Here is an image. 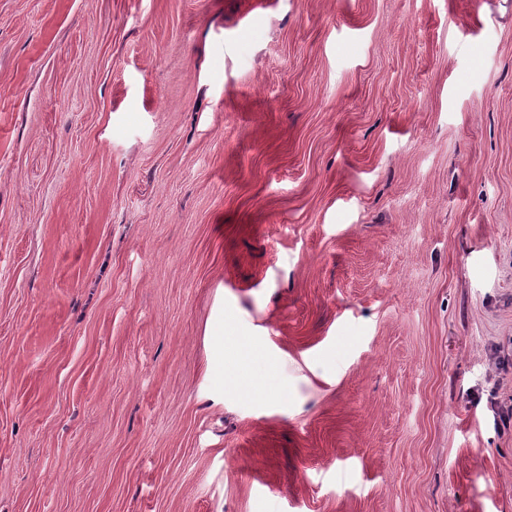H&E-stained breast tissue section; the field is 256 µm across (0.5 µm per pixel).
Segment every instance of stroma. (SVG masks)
<instances>
[{
  "instance_id": "stroma-1",
  "label": "stroma",
  "mask_w": 512,
  "mask_h": 512,
  "mask_svg": "<svg viewBox=\"0 0 512 512\" xmlns=\"http://www.w3.org/2000/svg\"><path fill=\"white\" fill-rule=\"evenodd\" d=\"M495 400L512 0H0V512H512Z\"/></svg>"
}]
</instances>
